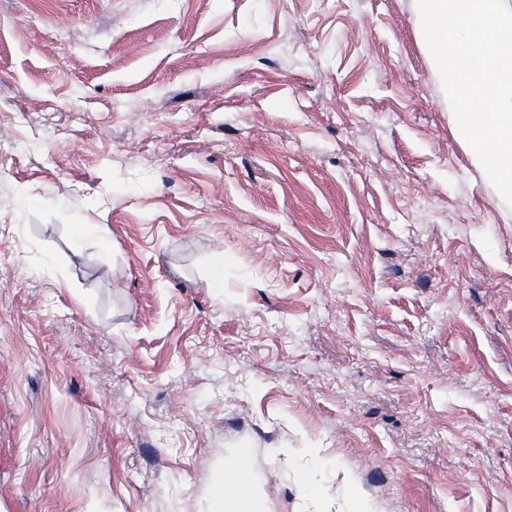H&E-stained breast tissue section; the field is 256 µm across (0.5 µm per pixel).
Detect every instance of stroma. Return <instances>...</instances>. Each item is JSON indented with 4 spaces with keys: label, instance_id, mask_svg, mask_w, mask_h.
<instances>
[{
    "label": "stroma",
    "instance_id": "obj_1",
    "mask_svg": "<svg viewBox=\"0 0 512 512\" xmlns=\"http://www.w3.org/2000/svg\"><path fill=\"white\" fill-rule=\"evenodd\" d=\"M453 121L414 0H0V512H512ZM249 451L237 449L234 456L224 463V478L212 497L211 512H261L258 500H252L250 510H239L241 501L249 499L252 491V477L246 470Z\"/></svg>",
    "mask_w": 512,
    "mask_h": 512
}]
</instances>
